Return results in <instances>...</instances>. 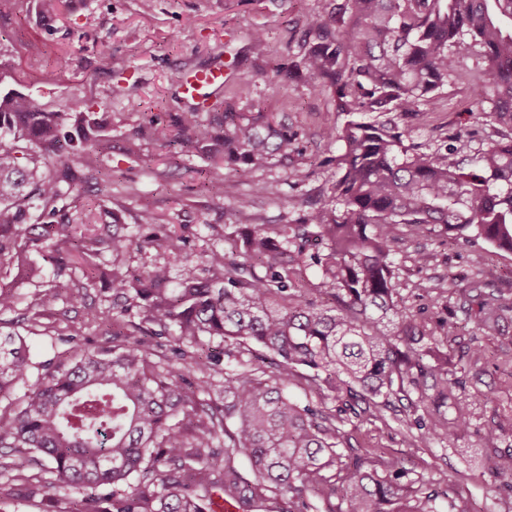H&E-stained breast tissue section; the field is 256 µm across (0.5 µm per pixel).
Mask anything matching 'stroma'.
Returning a JSON list of instances; mask_svg holds the SVG:
<instances>
[{
	"label": "stroma",
	"mask_w": 512,
	"mask_h": 512,
	"mask_svg": "<svg viewBox=\"0 0 512 512\" xmlns=\"http://www.w3.org/2000/svg\"><path fill=\"white\" fill-rule=\"evenodd\" d=\"M327 0H70L60 15L41 11V0H14L11 14L0 17V83L43 96L50 110L69 111L75 100L88 101L93 111L108 117L112 148L103 157L112 173V196L100 199L93 184L82 195L65 193L59 209L78 216L92 209L95 233H108L113 220L125 231L141 235L142 211H152L158 223L181 236L189 251L201 254L227 249L225 225L235 223L238 199L252 202L254 223L276 229L301 223L307 211L331 202L335 171L326 160L337 143L325 131L343 124L333 88L314 91L302 69L309 24ZM260 32L263 51L251 46ZM228 56L236 79L252 82L248 98L237 101L240 112L273 116L296 138L288 158L273 159L245 178L227 175L223 164L192 151H175L146 142L139 155L123 148L143 120L168 123L189 105L178 92L184 72L212 65ZM108 65H101V57ZM477 54L458 61L459 78L444 87L436 110L421 109L406 124L415 142L428 147L450 144L459 129H467L469 144L462 159L497 139L501 128L483 113L472 84L482 69ZM288 71L286 83L276 70ZM206 169L224 182L223 198L201 190L198 171ZM392 250L404 305L418 318L436 323L456 321L460 334L448 343V367H465V386L457 398L472 423L467 436L449 434L431 443L409 446L400 413L386 411L384 420L349 418L343 426L344 447L375 461H401L413 477L448 490L458 512H499L512 506V488L495 480L481 461L486 447L512 451V427L498 429L495 440L484 432L496 427L498 415L512 412V321L503 320L490 336L475 333L461 310L462 289L472 281L512 299V255L498 252L480 238L448 241L400 225ZM430 254L427 264L418 254ZM55 271L44 266L33 282L13 283L16 304L1 312L0 322L24 335L31 355L32 375L44 368H66L75 348L111 347L95 315L112 307V291L103 283L86 290L84 303H72L67 293H53ZM456 282L448 303L437 300L438 288ZM81 492L60 481L46 467L43 455L26 448H0V512H71Z\"/></svg>",
	"instance_id": "1"
}]
</instances>
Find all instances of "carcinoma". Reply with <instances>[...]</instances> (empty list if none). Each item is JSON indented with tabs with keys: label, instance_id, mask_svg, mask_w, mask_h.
I'll use <instances>...</instances> for the list:
<instances>
[{
	"label": "carcinoma",
	"instance_id": "1",
	"mask_svg": "<svg viewBox=\"0 0 512 512\" xmlns=\"http://www.w3.org/2000/svg\"><path fill=\"white\" fill-rule=\"evenodd\" d=\"M309 36L303 68L316 87L335 89L336 111L347 116L326 133L339 142L326 160L336 169L332 204L270 232L249 223V204L240 200L239 222L224 225L238 248L195 261L149 212L141 217L153 229L146 235L117 224L107 238L77 235L56 203L63 189L79 194L90 180L99 194L112 192L100 152L105 120L83 102L75 112H49L37 95L0 92V270L38 278L41 267L29 260L37 253L60 277L78 256L82 279L54 284L72 289L73 302L102 276L112 287V323L139 300L162 334L195 345L219 338L229 357L231 346L252 344L268 360L265 369L250 359L225 367L224 413L202 416L194 393L179 384L196 357L180 349L178 372L155 373L138 326L112 333L110 348H76L69 368L34 382L25 339L0 330V400L27 387L20 410L0 409V448L45 455L60 479L83 491L73 512H103L89 494L103 485L114 488L112 512H209L215 488L241 512L269 493L280 498L278 512H311L312 494L324 512H438L441 493L398 462L380 473L359 458L344 461L339 424L343 412L381 419L404 400L409 439L415 429L448 433L447 408L463 376L448 373L440 345L458 326L442 321L436 330L399 304L391 242L410 224L423 234L482 238L512 254V134L491 141L466 169L454 148L423 150L401 120L421 105L436 107L458 59L478 47L488 116L512 129V0H346L326 5ZM250 92L249 81L239 83L216 126L193 110L175 130L151 117L139 135L222 158L228 174L246 177L295 150V138L270 117L235 110ZM367 113L376 118L364 120ZM313 240L324 249L311 251ZM165 243L171 262L189 266L177 283L170 262L140 277L89 260L101 247L119 257ZM312 267L320 270L313 291L328 303L308 297L294 278ZM462 309L486 333L512 315V302L476 282ZM301 379L337 409L292 399L288 389ZM188 446L196 452H183ZM491 472L512 484V452L495 455Z\"/></svg>",
	"mask_w": 512,
	"mask_h": 512
}]
</instances>
